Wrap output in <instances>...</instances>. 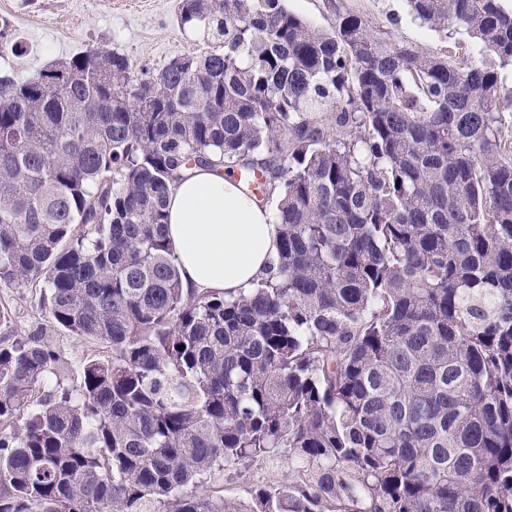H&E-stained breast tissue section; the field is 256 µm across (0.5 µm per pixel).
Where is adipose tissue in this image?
<instances>
[{
  "label": "adipose tissue",
  "mask_w": 512,
  "mask_h": 512,
  "mask_svg": "<svg viewBox=\"0 0 512 512\" xmlns=\"http://www.w3.org/2000/svg\"><path fill=\"white\" fill-rule=\"evenodd\" d=\"M166 214L185 287L237 293L268 275L279 244L273 212L223 169L200 167L186 175Z\"/></svg>",
  "instance_id": "adipose-tissue-1"
}]
</instances>
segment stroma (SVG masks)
Returning a JSON list of instances; mask_svg holds the SVG:
<instances>
[{
  "instance_id": "1",
  "label": "stroma",
  "mask_w": 512,
  "mask_h": 512,
  "mask_svg": "<svg viewBox=\"0 0 512 512\" xmlns=\"http://www.w3.org/2000/svg\"><path fill=\"white\" fill-rule=\"evenodd\" d=\"M342 12L366 20L396 44L423 51H452L477 58L474 41L462 33L445 34L415 20L405 0H336ZM10 21L0 39V76L26 79L74 54L117 49L137 66L159 68L172 58L204 52L202 30L181 25L178 0H0V19ZM40 285L16 288L0 283V343L37 342L59 356L54 378L77 385L90 358L110 357L109 345L59 328L40 306ZM297 476L289 449L261 461L216 473L210 487L218 496L243 500L251 490L278 487Z\"/></svg>"
}]
</instances>
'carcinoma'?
Wrapping results in <instances>:
<instances>
[{"instance_id":"carcinoma-1","label":"carcinoma","mask_w":512,"mask_h":512,"mask_svg":"<svg viewBox=\"0 0 512 512\" xmlns=\"http://www.w3.org/2000/svg\"><path fill=\"white\" fill-rule=\"evenodd\" d=\"M406 4L481 61L336 7L327 32L187 0L210 51L0 77V282L112 348L45 394L56 351L0 344V512H512V11ZM192 167L276 199L257 287H184L166 206ZM279 448L297 481L209 490Z\"/></svg>"}]
</instances>
